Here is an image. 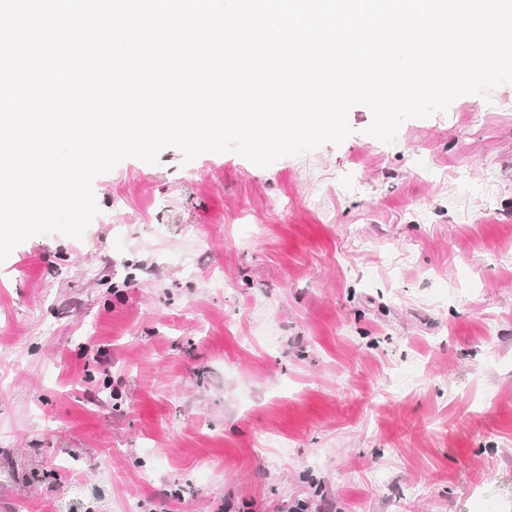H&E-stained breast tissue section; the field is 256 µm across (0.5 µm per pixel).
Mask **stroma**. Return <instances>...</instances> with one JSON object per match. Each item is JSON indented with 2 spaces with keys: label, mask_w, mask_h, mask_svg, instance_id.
Listing matches in <instances>:
<instances>
[{
  "label": "stroma",
  "mask_w": 512,
  "mask_h": 512,
  "mask_svg": "<svg viewBox=\"0 0 512 512\" xmlns=\"http://www.w3.org/2000/svg\"><path fill=\"white\" fill-rule=\"evenodd\" d=\"M347 120L124 159L0 262V512H512V83Z\"/></svg>",
  "instance_id": "35a3bbf8"
}]
</instances>
